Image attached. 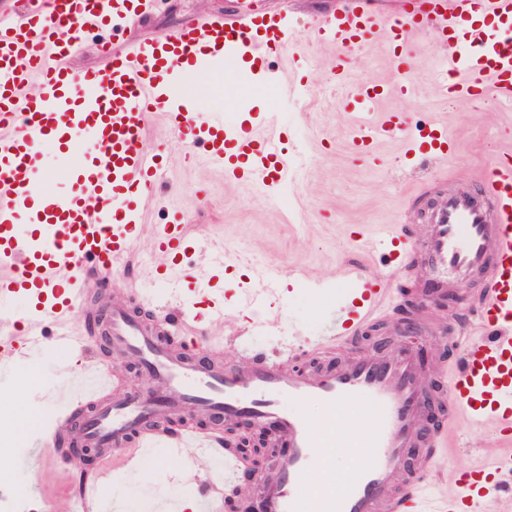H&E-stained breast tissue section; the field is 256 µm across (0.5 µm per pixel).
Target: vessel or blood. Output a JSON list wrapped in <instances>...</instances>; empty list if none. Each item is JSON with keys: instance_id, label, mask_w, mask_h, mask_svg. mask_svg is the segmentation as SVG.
<instances>
[{"instance_id": "obj_1", "label": "vessel or blood", "mask_w": 512, "mask_h": 512, "mask_svg": "<svg viewBox=\"0 0 512 512\" xmlns=\"http://www.w3.org/2000/svg\"><path fill=\"white\" fill-rule=\"evenodd\" d=\"M144 0H33L30 9L0 23V367L16 368L22 349L72 347L70 335L50 337L47 324L70 323L90 297V287L128 260L141 234L143 208L165 165L146 147L147 119L163 112L179 136L202 145L208 160L231 178L234 158L251 160L250 178L270 190L288 180L292 157L280 133L207 120L184 109L188 68L207 69L225 56L264 61L272 49H287L284 17L244 13L234 19H193L178 29L131 48H112L104 69L71 70L69 57L82 51L90 31L106 32L116 21L138 15ZM443 37L444 64L436 78L440 95L467 104L488 96L512 103V0H438L433 11L386 15L369 0H341L336 11L311 30L315 42L343 49L327 72L330 83H346L349 49L380 39L407 48L423 29ZM40 78L43 92L27 88ZM382 94L374 84L357 91L349 143L358 158L370 157L382 136L403 137L414 160L447 159L454 142L446 126L431 120L410 125L394 112L371 122L369 108ZM89 145L70 171L66 192L47 190L29 223L28 208L46 152L63 156L72 138ZM478 188L436 190L421 184L428 224L421 238L411 226L391 225L379 241L385 264L401 269L414 285L410 320L396 331L427 328L431 304L449 288L480 283L476 298L480 333L463 348L453 368H440L443 383L431 389L412 349L358 355L322 374L302 373L295 352L254 350L238 344L242 364L225 369L214 360L192 362L159 344L157 327L145 324L119 302L104 307L114 351L137 357L147 373L143 389L106 397L109 376L94 372L89 395L65 401L44 433L32 441L40 463L68 443L111 452L130 445L173 453L205 452L220 461L216 479L205 480L192 512H216L218 497L244 460L222 436L186 429L169 433L164 423L181 410L199 417L250 419L274 425L288 452L257 487L264 512H423L422 487L437 470V434L423 416L430 403L446 410L447 422L466 417L493 425L499 439L512 440V149L499 154L480 176ZM29 209V208H28ZM156 250L175 261L191 246L180 214L154 232ZM353 300L340 306L328 335L307 341L305 353L359 335L385 314L389 284L359 271L349 277ZM192 308L178 311L175 325L203 329L224 319V291L195 279ZM88 402L81 424H71L74 403ZM318 403L322 418L302 407ZM418 464L400 480L410 449ZM512 459L464 473L454 495L436 512H487Z\"/></svg>"}]
</instances>
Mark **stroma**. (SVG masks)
I'll return each mask as SVG.
<instances>
[{"instance_id":"35a3bbf8","label":"stroma","mask_w":512,"mask_h":512,"mask_svg":"<svg viewBox=\"0 0 512 512\" xmlns=\"http://www.w3.org/2000/svg\"><path fill=\"white\" fill-rule=\"evenodd\" d=\"M251 8L284 16L293 30L288 51L267 56L269 76L263 81L257 80L255 67L240 58L228 74L221 70L190 73L184 81L185 98L196 112L215 115L227 124L270 114L282 139L295 155L309 157V165L291 177L284 191L265 190L254 180H233L210 164L202 149L179 140L162 114L152 115L147 143L169 150L163 183L142 214L143 233L133 257L115 267L106 283L108 299L124 302L146 323L158 326L169 307L184 303L181 288L190 271L228 281L227 317L210 328L204 345L186 346L182 333L172 334L176 352L200 361L217 353L228 367L239 363L240 354L227 338L242 326L241 313L248 298L261 288L264 271L277 270L281 278L266 292L263 312L252 332L259 347L291 336L321 335L330 304L350 294V271L374 270L390 276L394 292L404 294L407 282L402 274L384 265L378 252L364 246V239L381 237L397 222L418 183L444 177L452 187L471 185L478 170L512 146V105L486 99L459 106L438 94L433 78L442 56L441 39L431 28L421 32L406 54L410 92L397 91L393 51L380 42L365 52H354L350 80L338 88L335 101L325 100L324 75L336 59V49L311 43L308 25L313 18L332 13L336 0H149L134 22L121 24L114 44H136L177 28L190 17L233 16ZM203 82L208 85L204 92L199 89ZM365 82L389 88L375 104V112H402L417 120L433 117L445 122L458 143L449 165L406 166V145L399 139L379 140L370 159L353 157L346 143L348 101ZM228 83L234 87L230 95L224 92ZM288 83L297 86V94L283 95L282 87ZM173 208L186 216L198 265L193 270L171 268L168 281L163 282L155 276L161 259L151 234ZM217 249L223 250L224 263L209 265L205 258ZM296 269L303 271V278L293 277ZM470 310L467 302L452 312L442 305L435 307L433 317L447 327V335L418 336L411 342L426 369L458 357L454 337L467 331ZM101 313L94 299L77 310L72 320L78 335L94 337L92 348L79 345L59 353L46 347L22 358L21 373L38 366L52 377L51 394H43L40 384L24 387L11 375L0 376V455L11 457L15 466H22L31 436L48 427L56 393L74 391L88 381L87 364L104 365L113 382L123 388L142 386V373L127 358L111 354L109 342L95 326ZM401 346L389 326L379 323L361 336L336 344L330 353L316 356L315 366L321 369L343 362L374 347L385 353ZM432 427L443 432L439 474L424 489L427 500L435 502L447 498L460 473L485 466L488 451L497 441L490 429L473 427L465 419L448 429L437 419ZM125 459V453H110L87 466L78 456L60 455L32 465L31 496L41 512H71L83 479L104 468L116 473L99 489V502L106 508L117 491L125 496L123 512H156L154 499L162 488L174 487L185 501L197 491L191 477L184 476L177 485L171 482L173 474L181 473L183 456L156 450L144 453L140 460L147 472L143 475L125 468Z\"/></svg>"}]
</instances>
